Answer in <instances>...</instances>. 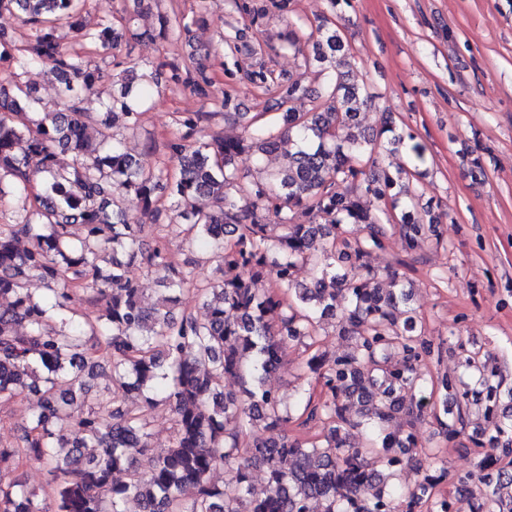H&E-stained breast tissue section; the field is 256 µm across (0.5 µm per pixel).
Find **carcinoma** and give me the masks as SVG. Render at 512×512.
<instances>
[{
    "instance_id": "1",
    "label": "carcinoma",
    "mask_w": 512,
    "mask_h": 512,
    "mask_svg": "<svg viewBox=\"0 0 512 512\" xmlns=\"http://www.w3.org/2000/svg\"><path fill=\"white\" fill-rule=\"evenodd\" d=\"M85 0H0V13L18 11L30 34L0 86V200L20 195L23 215L0 225V402L37 397V410L13 446L0 448V512H462L435 495L425 474L397 484L417 442L412 424L441 393L463 399L451 440L472 406L484 422L472 438L512 452V389H502L489 362L468 357L456 376L434 378L426 365L434 343L410 306L408 280L385 276L367 258L399 234L407 250L427 235L442 240V216L414 210L410 179L427 161V147L391 120L369 132L360 116L372 96L350 82L341 28L319 26L321 51L304 66L333 75L307 112L253 115L234 140L213 137L168 148L177 173L142 169L118 141L90 135L95 116L82 93L97 68L62 48L56 29L67 25L107 51L112 21L83 31ZM48 67L64 110L33 119L41 100L23 81L35 64ZM137 97L125 92L105 104L106 116L133 120ZM70 152V169L56 164ZM404 161L380 167L382 152ZM275 154L278 170L254 178L239 168L246 155ZM135 196L158 220L167 198L179 221L169 235L204 244L218 276L201 277L195 261L178 262L166 243L143 246L152 228L122 206ZM359 224L362 236L345 237ZM306 268L310 282L298 280ZM158 277L164 295L144 297L133 275ZM40 282L44 293L29 288ZM194 292L201 318L182 304ZM333 321L350 350L312 354L314 383L295 406L268 387L267 376L293 345L310 349L323 322ZM107 368L112 383L91 384ZM240 389L225 388L224 378ZM173 414L168 450L150 453L151 414ZM366 427L365 445L349 430ZM317 427L313 437L292 428ZM29 461L45 465L50 482L38 491L23 476ZM266 481L258 489L253 470ZM222 468L224 484L212 481ZM124 479L117 481L114 475ZM484 497L470 512H512V470L477 474Z\"/></svg>"
}]
</instances>
